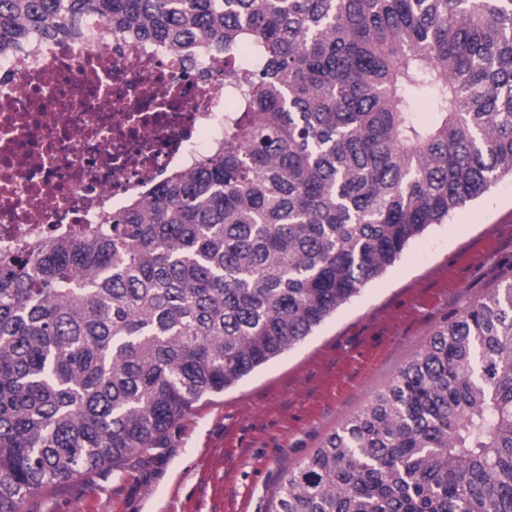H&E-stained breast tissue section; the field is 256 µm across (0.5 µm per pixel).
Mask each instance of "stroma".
I'll return each mask as SVG.
<instances>
[{
	"mask_svg": "<svg viewBox=\"0 0 512 512\" xmlns=\"http://www.w3.org/2000/svg\"><path fill=\"white\" fill-rule=\"evenodd\" d=\"M512 282L501 178L304 341L197 402L161 448L87 474L27 512H273L284 476L365 409L449 317Z\"/></svg>",
	"mask_w": 512,
	"mask_h": 512,
	"instance_id": "35a3bbf8",
	"label": "stroma"
}]
</instances>
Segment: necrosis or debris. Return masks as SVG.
Wrapping results in <instances>:
<instances>
[{
    "instance_id": "obj_1",
    "label": "necrosis or debris",
    "mask_w": 512,
    "mask_h": 512,
    "mask_svg": "<svg viewBox=\"0 0 512 512\" xmlns=\"http://www.w3.org/2000/svg\"><path fill=\"white\" fill-rule=\"evenodd\" d=\"M81 27L0 51V252L79 230L224 135L223 56Z\"/></svg>"
}]
</instances>
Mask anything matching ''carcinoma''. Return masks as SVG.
<instances>
[{
  "instance_id": "1",
  "label": "carcinoma",
  "mask_w": 512,
  "mask_h": 512,
  "mask_svg": "<svg viewBox=\"0 0 512 512\" xmlns=\"http://www.w3.org/2000/svg\"><path fill=\"white\" fill-rule=\"evenodd\" d=\"M98 16L224 55V139L0 255V512L160 448L512 176V0H0V47ZM275 512H512V282L436 330Z\"/></svg>"
}]
</instances>
